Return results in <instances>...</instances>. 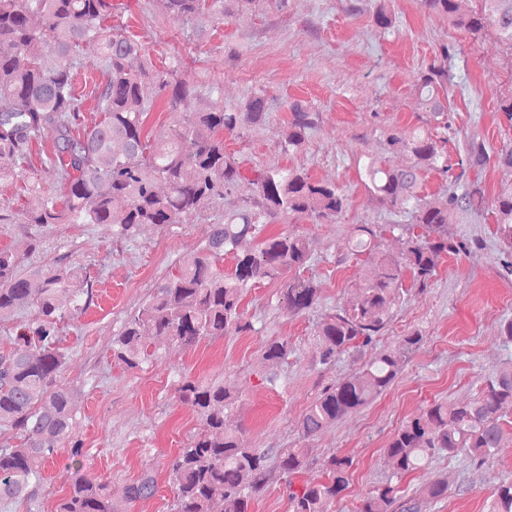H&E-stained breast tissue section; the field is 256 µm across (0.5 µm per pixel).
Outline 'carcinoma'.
<instances>
[{
	"mask_svg": "<svg viewBox=\"0 0 512 512\" xmlns=\"http://www.w3.org/2000/svg\"><path fill=\"white\" fill-rule=\"evenodd\" d=\"M175 18L203 26L224 19V0H164ZM422 0L427 13L471 34L495 33L512 51V0ZM121 4L112 0H0V182L19 176L34 145L50 140L49 161L60 171L59 193H45L33 179L23 191L28 199L21 215L26 224H104L116 242L133 239L143 224L167 226L189 217H203L215 202L244 183L255 186L257 197L244 208L224 214V223L210 224L204 243L185 255L143 306L112 337V358L138 369L156 356L141 333L148 325L157 336L184 348L206 338L253 329L243 320L244 292L264 282L276 283L296 315L317 306L320 284L301 270L312 254L302 235H266L271 220L304 215L319 223L336 218L346 196L334 184L311 179L296 168L270 167L244 172L224 152V133L261 122L267 115L265 98L255 96L242 110L188 112L196 90L175 79L184 61L174 56L157 68L142 45L106 21ZM449 47L425 65L416 79L426 111H448ZM101 69L104 82L95 90L101 120L81 127L82 95L76 81L80 71ZM166 99L171 122L154 134L147 119L160 99ZM291 118L284 150L294 152L313 127L311 113L301 101L289 104ZM447 139L428 131L410 137L392 130L384 141L389 154L407 156L400 168L364 166L367 186L376 198L410 218L408 224H358L348 240L352 254L364 257V273L356 283L359 298L327 316L316 329L320 363L328 365L348 353L361 358L374 346L390 322L392 310L406 292L403 276L423 292L444 259L468 252V244L448 235L455 213L469 212L485 202V187L475 180L458 188L448 186L444 204L426 203L418 194L421 174L435 170L448 178ZM469 166L489 160L483 143L472 141ZM496 164L505 178L491 199L496 218L498 260L512 273V148L502 149ZM401 229L406 236L399 256L379 251L376 239ZM247 238L260 239L259 248L241 252ZM234 267L224 271V256ZM18 257L0 249V316L34 309L35 316L17 328L14 346L0 353V433H13L15 443L0 446V501L36 499L44 471L58 453L70 448L68 490L56 512H124L114 503L110 482L82 472L78 457L83 443L73 409L74 391L58 385L67 352L59 346L60 324L82 310V297L92 296L83 268L59 262L40 267L31 280L20 274ZM72 296V308L62 310L57 297ZM423 336L405 334L399 344L369 358L361 367L323 388L300 421L309 440L343 417L364 408L383 393L402 371ZM292 343L286 338L266 341L262 358L271 365L286 359ZM177 400L200 419L199 430L168 461L174 492L173 512H252L273 469L291 476L313 454L308 446L246 448L239 429L224 422L234 397L224 384L182 377ZM512 412V358L484 377L480 395L465 403L434 402L403 422L386 446L395 476L419 469L441 453L462 455L476 465L494 458L495 449L512 433L504 418ZM353 462L333 455L324 460L327 476L299 486L288 482L289 512H331L349 486ZM157 493L152 473L144 472L125 488L128 504ZM394 487L387 483L362 497L358 512H396ZM486 512H512V479L502 482L486 501Z\"/></svg>",
	"mask_w": 512,
	"mask_h": 512,
	"instance_id": "1",
	"label": "carcinoma"
}]
</instances>
